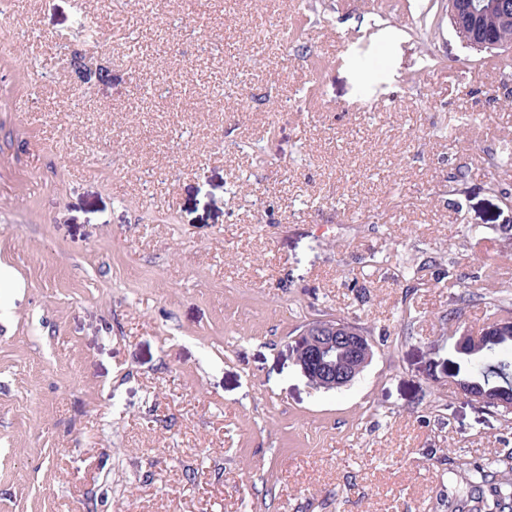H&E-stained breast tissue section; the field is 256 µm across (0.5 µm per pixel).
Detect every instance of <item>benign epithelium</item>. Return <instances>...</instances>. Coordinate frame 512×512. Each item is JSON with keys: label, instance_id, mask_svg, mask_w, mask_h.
<instances>
[{"label": "benign epithelium", "instance_id": "benign-epithelium-1", "mask_svg": "<svg viewBox=\"0 0 512 512\" xmlns=\"http://www.w3.org/2000/svg\"><path fill=\"white\" fill-rule=\"evenodd\" d=\"M448 19L462 43L476 51L492 45L485 36L484 23L512 27V12L498 6V0H448ZM295 362L317 389L336 391L351 386L371 363L372 344L356 325L336 318L310 322L300 333Z\"/></svg>", "mask_w": 512, "mask_h": 512}]
</instances>
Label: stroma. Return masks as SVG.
<instances>
[{"instance_id":"35a3bbf8","label":"stroma","mask_w":512,"mask_h":512,"mask_svg":"<svg viewBox=\"0 0 512 512\" xmlns=\"http://www.w3.org/2000/svg\"><path fill=\"white\" fill-rule=\"evenodd\" d=\"M426 2L0 0V512H448L512 452L448 375L512 318V70ZM295 362L319 390L336 391L351 386L371 363L372 344L356 325L336 318L310 322L295 344Z\"/></svg>"}]
</instances>
